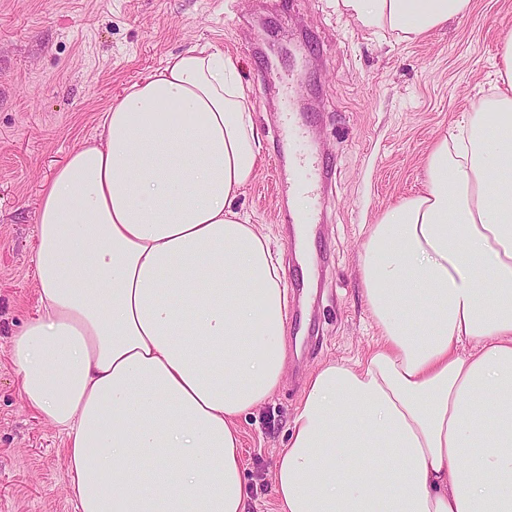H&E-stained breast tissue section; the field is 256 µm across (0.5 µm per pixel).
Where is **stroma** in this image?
<instances>
[{
	"label": "stroma",
	"instance_id": "35a3bbf8",
	"mask_svg": "<svg viewBox=\"0 0 512 512\" xmlns=\"http://www.w3.org/2000/svg\"><path fill=\"white\" fill-rule=\"evenodd\" d=\"M512 0L471 11L412 41L340 14L336 0H0V512H75L66 438L25 406L10 359L34 313L36 212L44 183L102 112L173 54L212 45L236 66L260 139L254 180L237 198L282 251L287 278L312 268L313 328L287 323L286 379L238 421L249 512H278L275 460L312 372L361 362L378 333L364 304L358 258L365 225L422 187L434 141L496 84ZM294 84L265 80L267 65ZM300 112L318 164L333 172L304 257L283 222L292 166L274 153L279 111Z\"/></svg>",
	"mask_w": 512,
	"mask_h": 512
}]
</instances>
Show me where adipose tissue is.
<instances>
[{"label": "adipose tissue", "instance_id": "1", "mask_svg": "<svg viewBox=\"0 0 512 512\" xmlns=\"http://www.w3.org/2000/svg\"><path fill=\"white\" fill-rule=\"evenodd\" d=\"M418 39L471 0H336ZM493 94L423 187L368 225L365 363L309 379L273 467L278 512H512V31ZM41 192L38 308L11 339L26 407L67 439L76 512H247L237 421L281 387L279 252L233 202L259 154L220 50L134 83Z\"/></svg>", "mask_w": 512, "mask_h": 512}]
</instances>
